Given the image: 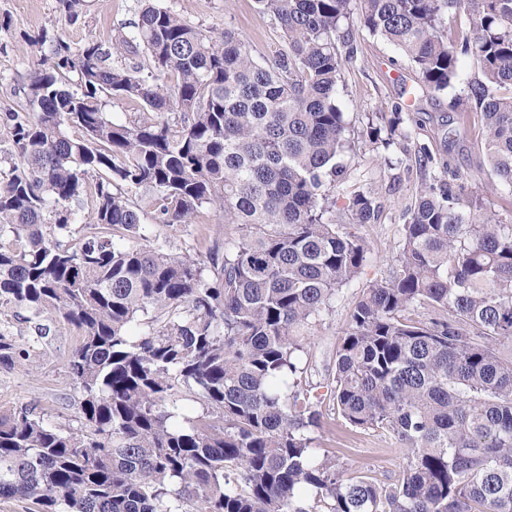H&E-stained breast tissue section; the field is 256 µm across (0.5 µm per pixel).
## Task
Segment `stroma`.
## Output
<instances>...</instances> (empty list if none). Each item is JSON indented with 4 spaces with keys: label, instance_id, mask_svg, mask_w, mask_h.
<instances>
[{
    "label": "stroma",
    "instance_id": "obj_1",
    "mask_svg": "<svg viewBox=\"0 0 512 512\" xmlns=\"http://www.w3.org/2000/svg\"><path fill=\"white\" fill-rule=\"evenodd\" d=\"M160 2L174 7L191 25L215 36L225 26H233L256 58L273 56L282 44L279 28L269 16L257 11L254 0ZM142 6V0H81L79 17L72 21L59 0H0V16L11 20L9 28L0 30V113L23 103L22 87L49 54L48 46L31 44V36L45 31L74 47L91 39L108 43L121 28L137 22ZM353 34L357 56L342 71L338 95L351 127H358L365 113L390 112L396 105L406 104L419 124L418 140L427 143L432 151H442L445 128L457 129L450 153L451 167L471 191L480 192L486 178L477 148L482 129L477 121L465 124L460 120L461 113L469 108L466 83L476 72L472 61L462 60L454 88L436 96L420 85L415 71L401 60L393 45L358 28ZM388 154L394 162L390 168L381 162L372 145L362 141L348 161L346 190L375 191L381 212L377 223L358 229L370 246L363 274L345 286L332 307L312 324L310 364L302 375L303 382L322 383L331 372L354 297L371 282L388 275L402 246L404 209L420 184L432 176L431 171L420 168L412 142H397ZM227 231L223 216L208 206L200 209L190 224H156L150 220L144 223L150 245L203 261L208 260L215 246L223 244ZM0 327L9 329L19 343L31 348L29 361L9 371L0 370V412L27 405L54 425L79 428L81 396L66 369L79 342V330L58 320L49 336L33 341L29 325L17 319L13 306L5 304L0 305ZM320 410L322 425L310 432L318 454L335 456L344 467L382 483L397 478L405 462V450L394 439L378 431L352 428L330 400H323Z\"/></svg>",
    "mask_w": 512,
    "mask_h": 512
}]
</instances>
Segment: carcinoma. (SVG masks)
Masks as SVG:
<instances>
[{
    "label": "carcinoma",
    "instance_id": "carcinoma-1",
    "mask_svg": "<svg viewBox=\"0 0 512 512\" xmlns=\"http://www.w3.org/2000/svg\"><path fill=\"white\" fill-rule=\"evenodd\" d=\"M283 44L258 60L232 27L213 38L149 3L111 44L77 48L43 31L51 55L0 116V303L35 338L62 319L82 332L68 362L82 426L28 406L0 414V499L38 512H512V224L415 143L440 174L405 210L390 274L352 304L325 387L351 426L406 450L394 482L315 454L322 395L296 376L312 321L357 279L375 194L341 193L352 151L337 104L360 28L398 48L443 94L461 60L489 181L512 208V0H255ZM468 29L448 36V22ZM77 77L70 87V74ZM110 99L140 104L125 123ZM367 116L361 139L389 149L411 131L402 106ZM203 206L234 225L210 266L142 240ZM341 208H336L338 199ZM97 231L77 242L85 202ZM349 216L344 221L342 215ZM430 311L423 319L409 312ZM30 351L0 331V369ZM194 390L210 414L176 426Z\"/></svg>",
    "mask_w": 512,
    "mask_h": 512
}]
</instances>
